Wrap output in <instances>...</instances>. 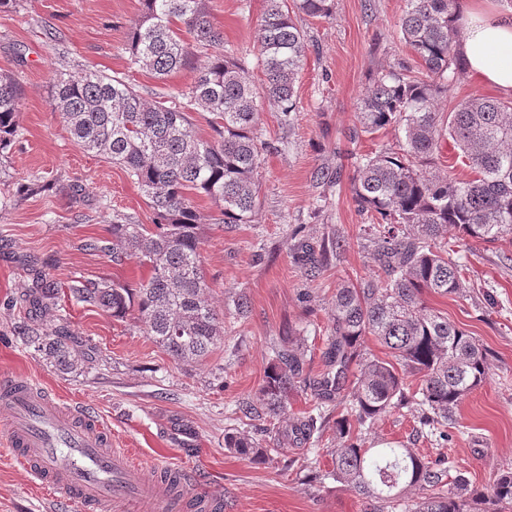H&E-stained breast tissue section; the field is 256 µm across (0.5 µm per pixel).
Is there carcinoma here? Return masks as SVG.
<instances>
[{
    "instance_id": "1",
    "label": "carcinoma",
    "mask_w": 512,
    "mask_h": 512,
    "mask_svg": "<svg viewBox=\"0 0 512 512\" xmlns=\"http://www.w3.org/2000/svg\"><path fill=\"white\" fill-rule=\"evenodd\" d=\"M333 0H267L257 35L265 98L284 122L297 112L295 84L307 51L297 17L329 18ZM460 0H405L399 37L411 53L376 70L357 105L359 134L392 127L398 148L354 160L351 193L357 211L371 218L367 233L380 274L345 281L336 288L331 336L322 352L323 369L307 370L303 342L273 350L258 402L239 405L241 417L267 422L258 439L236 428L224 433V448L251 462L269 459L268 442L308 444L320 433L319 411L334 403L336 445L329 478L359 496L396 509L415 491L420 500L408 512H506L512 508V469L496 474L490 490L471 485L411 448H368L362 430L381 417L416 405L419 433L448 441L455 412L489 371L485 348L424 296L455 295L462 265L448 258V230L464 239L512 242V100L456 99L454 85L466 68L458 22ZM195 47L210 51L188 91L147 102L127 81L87 71L54 78L49 104L67 123L73 143L125 169L153 209L154 228L112 215V239L86 248L122 264L136 257L149 276L135 288L117 281L76 280L69 295L117 319L132 311L146 333L174 361L206 360L221 344L224 325L208 298L200 268L199 220L195 197L218 207L217 224H248L258 204L262 156L277 150L254 134L257 93L248 65L224 52L223 35L211 21L206 0H140V18L127 39L129 65L157 77L193 67ZM447 98L444 114L437 101ZM21 87L0 74V157L17 135ZM193 110L216 116L213 137L203 138L191 122ZM450 140L473 176L458 179L437 168L441 143ZM298 262L315 276L328 246L300 242ZM45 326L31 341L63 369L78 364L74 343L62 322ZM374 337L388 358L370 356L365 338ZM417 381L410 390L409 378ZM308 393L313 411L280 424L288 395Z\"/></svg>"
}]
</instances>
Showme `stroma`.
<instances>
[{"mask_svg":"<svg viewBox=\"0 0 512 512\" xmlns=\"http://www.w3.org/2000/svg\"><path fill=\"white\" fill-rule=\"evenodd\" d=\"M404 7V0H334L329 18L299 17L308 52L295 86L294 125H282L277 107L257 100L256 134L277 149L263 157L251 223H211L216 205L203 196L196 200L200 265L209 300L224 319L221 346L198 366L174 362L136 314L118 320L70 300L75 280L134 286L147 276L139 259L116 266L85 244L111 237L113 213L148 226L154 213L124 169L79 149L49 106L60 73L118 76L151 101L159 93L180 94L193 71L160 79L129 67L127 36L139 0H24L21 7L0 9V73L13 74L23 88L16 143L0 159V193L33 179L46 186L0 208V379L36 378L52 396L89 409L109 425L115 447L140 458L147 476L161 466L183 469L194 490L222 502L221 512H376L375 502L315 480L332 467L335 415H328L319 445L288 444L262 464L229 453L224 432L237 425L236 405L255 400L283 337H305L311 368L319 370L337 284L377 272L364 232L369 220L351 198L348 155L395 148L397 137L391 129L355 141L348 134L372 72L407 54L398 34ZM210 9L225 50L244 58L254 86H261L256 35L266 0H210ZM322 167L339 170L338 182L316 183L313 174ZM66 184L81 186V202L71 203ZM321 195L328 206L316 218L312 210ZM333 234L340 249L317 278L307 277L293 258L294 240L316 245ZM448 255L464 259L462 289L448 297L427 295L426 302L488 349V377L459 406L447 445L417 436V414L407 409L377 421L366 438L374 447L446 456L482 488L499 469L512 467V243L465 240L452 230ZM41 272L54 282L55 302L67 313L80 356L72 372L57 369L28 342L52 317L51 310L28 303ZM241 293L250 301L244 319L234 312ZM6 419L0 411V512H76L35 485L8 443Z\"/></svg>","mask_w":512,"mask_h":512,"instance_id":"obj_1","label":"stroma"}]
</instances>
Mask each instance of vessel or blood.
I'll return each mask as SVG.
<instances>
[{"mask_svg": "<svg viewBox=\"0 0 512 512\" xmlns=\"http://www.w3.org/2000/svg\"><path fill=\"white\" fill-rule=\"evenodd\" d=\"M0 410L6 411L10 446L27 470L49 484L57 503L80 512H213L207 496L191 490L188 479L162 470L141 475L142 464L116 448L106 425L79 408L53 400L37 382L0 384Z\"/></svg>", "mask_w": 512, "mask_h": 512, "instance_id": "1", "label": "vessel or blood"}]
</instances>
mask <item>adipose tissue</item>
I'll return each instance as SVG.
<instances>
[{"label":"adipose tissue","mask_w":512,"mask_h":512,"mask_svg":"<svg viewBox=\"0 0 512 512\" xmlns=\"http://www.w3.org/2000/svg\"><path fill=\"white\" fill-rule=\"evenodd\" d=\"M462 51L470 73L512 94V15L472 5L464 16Z\"/></svg>","instance_id":"adipose-tissue-1"}]
</instances>
